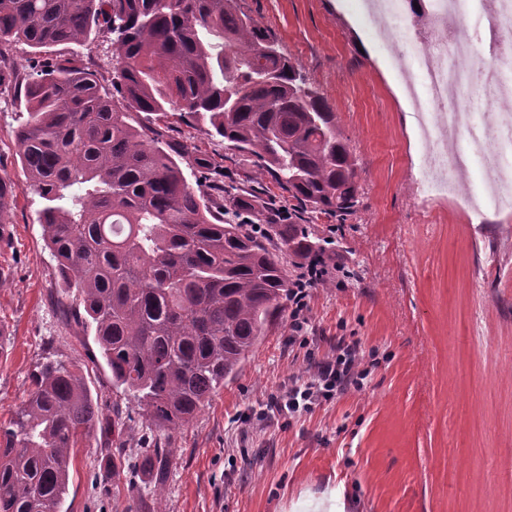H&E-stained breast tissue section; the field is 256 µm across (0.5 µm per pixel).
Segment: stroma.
<instances>
[{
    "label": "stroma",
    "mask_w": 512,
    "mask_h": 512,
    "mask_svg": "<svg viewBox=\"0 0 512 512\" xmlns=\"http://www.w3.org/2000/svg\"><path fill=\"white\" fill-rule=\"evenodd\" d=\"M327 97L360 165L362 202L346 221L313 213L345 276L308 298V346L290 343L277 321L238 374L172 438L164 482L140 472L164 512H290L302 494L341 485L346 512H512V211L482 213L430 197L423 152L397 97L384 47L340 0H240ZM46 60L112 61L94 41L48 49ZM23 103L0 94V176L16 183L0 238V423L8 424L43 358L80 370L104 420L117 397L95 349L57 311L55 262L36 223L38 196L17 157ZM167 142L223 156L230 179L241 167L195 125L165 130ZM374 352L364 385L296 417L257 420L268 401L308 378L307 353L333 354L338 338ZM108 438L93 432L75 451L68 512H126L113 494Z\"/></svg>",
    "instance_id": "1"
}]
</instances>
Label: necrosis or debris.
<instances>
[{
    "instance_id": "necrosis-or-debris-1",
    "label": "necrosis or debris",
    "mask_w": 512,
    "mask_h": 512,
    "mask_svg": "<svg viewBox=\"0 0 512 512\" xmlns=\"http://www.w3.org/2000/svg\"><path fill=\"white\" fill-rule=\"evenodd\" d=\"M367 17L397 72L426 163L424 179L441 199L466 196L473 210L512 199V115L492 122L480 111L512 112V0H420L423 39L401 47L411 28L408 0H363ZM465 151H458V140Z\"/></svg>"
}]
</instances>
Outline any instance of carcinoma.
Returning a JSON list of instances; mask_svg holds the SVG:
<instances>
[{
  "label": "carcinoma",
  "instance_id": "cac0c4a2",
  "mask_svg": "<svg viewBox=\"0 0 512 512\" xmlns=\"http://www.w3.org/2000/svg\"><path fill=\"white\" fill-rule=\"evenodd\" d=\"M245 18L238 0H0V90L29 107L14 137L42 199L56 305L94 336L112 390L147 422L136 439L129 413L112 406V487L124 475L131 493L126 449L140 441L141 465L164 478L171 433L284 317L296 270L326 256L297 220L344 221L359 204V160L333 108L297 62L262 54L273 36ZM92 35L110 38V93L87 67L47 61L20 76L1 65L19 44L40 53ZM190 120L221 138L242 180L163 140L161 124ZM266 177L293 207L253 203L246 184ZM15 188L0 177V236ZM98 421L83 376L43 362L0 427V512H65L74 448Z\"/></svg>",
  "mask_w": 512,
  "mask_h": 512
}]
</instances>
